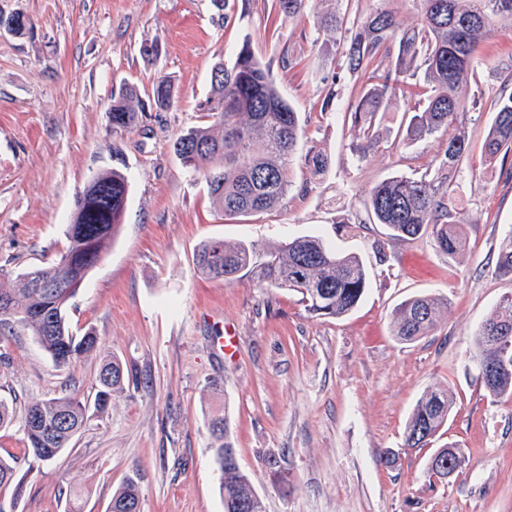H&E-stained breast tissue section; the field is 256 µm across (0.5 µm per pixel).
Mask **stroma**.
Returning a JSON list of instances; mask_svg holds the SVG:
<instances>
[{
    "label": "stroma",
    "mask_w": 512,
    "mask_h": 512,
    "mask_svg": "<svg viewBox=\"0 0 512 512\" xmlns=\"http://www.w3.org/2000/svg\"><path fill=\"white\" fill-rule=\"evenodd\" d=\"M375 3L307 0L302 16L280 22L276 0H0V14L27 21L20 34L0 33V286L59 259L94 173L121 169L131 186L115 238L69 309L74 333L99 336V354L58 368L27 331L0 330V400L14 411L73 389L94 396L106 356L122 362L124 387L51 465H31L18 424L0 428V456L17 458L23 481L19 494L0 487V512H108L129 479L140 512H224L208 431L217 413L266 512H512V395L488 391L475 345L512 295V279L495 272L512 234V153L491 162L483 154L512 31L480 51L467 109L448 129L469 144L452 203L466 247L450 257L431 235L393 241L366 221L376 183L434 170L441 148L437 136L399 146L406 99L386 112L378 147L362 156L350 148L345 112L361 82L339 71L338 37L315 19ZM246 41L270 64L304 136L280 205L228 217L172 142L201 123L213 65ZM160 77L179 89L177 107L112 132L113 93L128 86L147 100ZM313 147L331 158L325 174L304 165ZM307 234L368 268L370 286L346 316H313L292 291L248 275L211 279L195 264L210 238L261 247ZM421 295L444 299L447 311L427 336L400 342L392 313ZM221 336L233 337L231 353ZM214 379L221 395L209 391ZM434 388L453 395L448 421L430 444L405 447L416 402ZM451 444L460 468L432 475L430 457Z\"/></svg>",
    "instance_id": "35a3bbf8"
}]
</instances>
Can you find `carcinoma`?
I'll return each mask as SVG.
<instances>
[{
	"mask_svg": "<svg viewBox=\"0 0 512 512\" xmlns=\"http://www.w3.org/2000/svg\"><path fill=\"white\" fill-rule=\"evenodd\" d=\"M419 23L401 24L387 8H372L352 19L329 14L316 23L340 33L339 70L362 82L358 100L348 109L354 130L352 151L363 155L380 142L379 126L392 101L415 99L404 146L445 134L466 104L461 90L475 77L480 42L498 30H512V0H414ZM306 0H277V13L291 20L303 13ZM423 71V83H413ZM138 95L127 89L112 96L107 110L112 131L139 124ZM174 84L159 78L151 89L156 111L167 112L178 103ZM492 121L483 143L487 159L512 151V70L504 76L491 102ZM208 124L190 127L174 141L182 164L203 174L210 196L226 216H247L276 207L291 187L290 169L302 130L297 112L281 96L269 67L244 42L234 60L215 63L210 94L201 104ZM468 152L462 133L442 142L438 167L419 179L396 175L374 185L366 202L369 221L382 224L395 240L430 233L437 250L458 255L464 243L453 213L452 177ZM305 164L316 174L329 169L328 155L309 149ZM129 195L127 176L116 168L103 169L89 179L77 196L68 246L59 260L27 271L13 288L0 287V326H19L37 340L57 367H68L95 351L98 337L75 335L68 322V307L82 281L95 267L116 235ZM199 272L226 282L240 274L301 295L308 312L317 317L349 314L368 288V273L361 257L339 252L318 235L274 243L260 250L222 238L204 241L196 253ZM501 277L512 276V234L502 246L495 266ZM447 311L444 300L420 296L402 303L393 315V335L401 341L425 336ZM512 333V297L501 300L476 335L479 353L498 362L500 371L485 383L494 395L512 392V349L502 355L490 337ZM124 369L114 358L97 376L94 406L107 409L112 395L123 389ZM453 399L448 390L425 392L417 401L404 434V446L429 444L448 420ZM87 420V402L77 394L32 402L20 423L28 455L43 464L56 462ZM227 418L210 419L211 449L219 472V493L224 512H266L249 476L226 457L232 447L229 432L218 429ZM429 471L448 476V448L429 460ZM14 460L0 458V486L14 485ZM109 512H140L137 485L129 479L113 495Z\"/></svg>",
	"mask_w": 512,
	"mask_h": 512,
	"instance_id": "cac0c4a2",
	"label": "carcinoma"
}]
</instances>
